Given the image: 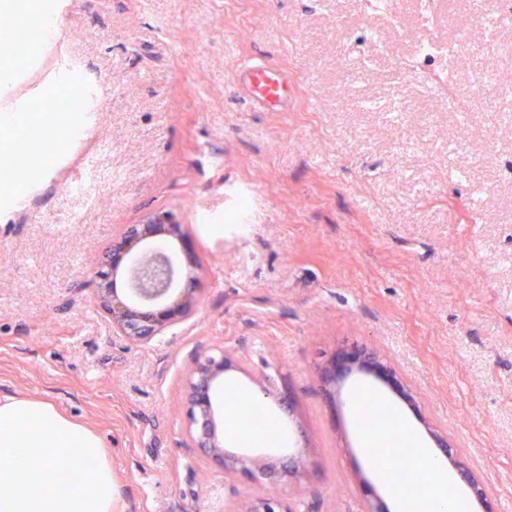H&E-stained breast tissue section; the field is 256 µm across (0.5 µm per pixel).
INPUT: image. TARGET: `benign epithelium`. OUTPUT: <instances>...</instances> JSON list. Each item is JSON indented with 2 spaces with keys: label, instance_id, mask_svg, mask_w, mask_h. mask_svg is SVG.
Masks as SVG:
<instances>
[{
  "label": "benign epithelium",
  "instance_id": "7a95c632",
  "mask_svg": "<svg viewBox=\"0 0 512 512\" xmlns=\"http://www.w3.org/2000/svg\"><path fill=\"white\" fill-rule=\"evenodd\" d=\"M188 236L178 212L162 208L112 238L106 261L94 272V282L97 307L115 335L150 340L195 314L198 296L206 287V263L201 254L184 247ZM367 362L378 378L400 386L404 397L412 399L410 384L394 365L375 353L368 354ZM237 367L239 363L223 353L192 360L186 372L188 445L203 449L225 477H242L252 485L254 493L235 512H295L287 499L265 493L266 483L288 476V466L229 451L219 438L212 389L224 372ZM454 465L477 500L486 503L485 487L461 462Z\"/></svg>",
  "mask_w": 512,
  "mask_h": 512
}]
</instances>
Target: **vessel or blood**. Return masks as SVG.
<instances>
[{"instance_id": "1", "label": "vessel or blood", "mask_w": 512, "mask_h": 512, "mask_svg": "<svg viewBox=\"0 0 512 512\" xmlns=\"http://www.w3.org/2000/svg\"><path fill=\"white\" fill-rule=\"evenodd\" d=\"M236 81L258 109L278 112L287 108L292 88V78L287 72L256 60L238 72Z\"/></svg>"}]
</instances>
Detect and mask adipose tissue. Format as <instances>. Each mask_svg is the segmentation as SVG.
<instances>
[{
    "label": "adipose tissue",
    "instance_id": "ef3b65f1",
    "mask_svg": "<svg viewBox=\"0 0 512 512\" xmlns=\"http://www.w3.org/2000/svg\"><path fill=\"white\" fill-rule=\"evenodd\" d=\"M400 431L413 450L410 479H427L434 493L399 512H457L443 499L448 470L407 423ZM119 490L101 435L53 403L0 396V512H118Z\"/></svg>",
    "mask_w": 512,
    "mask_h": 512
}]
</instances>
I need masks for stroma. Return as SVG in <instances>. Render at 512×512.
Returning <instances> with one entry per match:
<instances>
[{
    "mask_svg": "<svg viewBox=\"0 0 512 512\" xmlns=\"http://www.w3.org/2000/svg\"><path fill=\"white\" fill-rule=\"evenodd\" d=\"M421 10L403 0L399 29L381 32L393 55L354 86L348 64L374 51L367 0H66L34 52L0 27V112L35 102L25 131L0 126V155L28 154L57 120L51 100H79L54 82L59 63L84 71L95 115L76 113L80 138L25 182L0 170V395L96 430L124 512H231L250 493L185 445V371L222 352L241 363L226 384L255 395L273 379L265 408L296 473L269 491L297 512H364L372 494L391 512L349 403L364 387L428 448L426 423L447 432L491 512L512 501V96L496 123L478 113L460 133L399 62L470 17L452 0L428 24ZM256 57L310 77L314 111L254 109L235 75ZM485 65L462 43L433 67L465 88ZM359 93L398 104L399 121L360 111ZM244 198L245 227L225 223ZM160 207L188 224L207 287L191 320L132 341L113 335L90 280L113 235ZM365 348L400 370L413 402L367 372L337 373L328 397L321 367Z\"/></svg>",
    "mask_w": 512,
    "mask_h": 512,
    "instance_id": "obj_1",
    "label": "stroma"
}]
</instances>
